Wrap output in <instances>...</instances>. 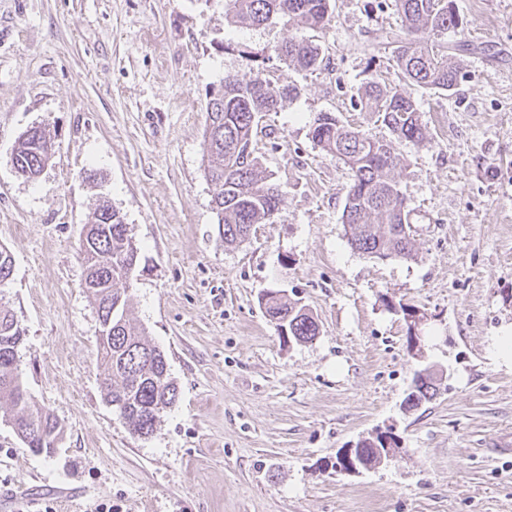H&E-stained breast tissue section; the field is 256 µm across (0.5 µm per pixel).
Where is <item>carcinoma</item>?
Returning a JSON list of instances; mask_svg holds the SVG:
<instances>
[{
	"instance_id": "carcinoma-1",
	"label": "carcinoma",
	"mask_w": 512,
	"mask_h": 512,
	"mask_svg": "<svg viewBox=\"0 0 512 512\" xmlns=\"http://www.w3.org/2000/svg\"><path fill=\"white\" fill-rule=\"evenodd\" d=\"M401 16V33L387 36L382 45H394L393 61L402 81L426 90L451 91L459 68L448 57L449 31L464 27L455 0H393ZM226 13L234 22L261 26L276 16L293 19L301 30L273 46L270 56L288 69L315 72L324 62L322 47L305 31L325 29L333 17L332 0H225ZM293 88L272 81L262 71L226 74L209 93L203 133V172L215 186L212 199L219 235L226 242L245 240L256 224H268L283 204L280 187L259 171L252 144L260 120L276 112ZM357 106L381 118L393 136L421 144L427 140L420 116V104L411 95L389 85L382 78L367 81L357 93ZM312 141L348 167L342 220L348 243L372 258L412 257L410 211L394 171L400 158L386 140L373 138L340 123L329 112L318 113L311 124ZM54 156L50 135L39 127L25 131L18 139L12 165L20 176L31 179L40 174ZM80 251L89 280L87 288L98 317L110 323L98 337V357L104 366L105 398L139 436L154 431L160 414L173 406L178 390L168 374L165 354L145 338L144 329L127 315V297L116 288L132 275L137 247L120 211L106 215L97 203ZM12 255L0 248V288L12 276ZM265 313L277 328L286 329L285 342H308L320 334L313 314L303 305L290 302L273 290L260 295ZM14 315L0 302V400L10 402L11 420L17 435L32 452L47 456L62 439V425L50 413L33 404L15 361L24 332L15 327ZM437 395L436 373L417 372L405 407L414 410ZM396 448L394 436L378 433L354 448L362 468L379 463L386 447Z\"/></svg>"
}]
</instances>
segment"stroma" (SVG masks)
Segmentation results:
<instances>
[{"label":"stroma","instance_id":"obj_1","mask_svg":"<svg viewBox=\"0 0 512 512\" xmlns=\"http://www.w3.org/2000/svg\"><path fill=\"white\" fill-rule=\"evenodd\" d=\"M452 91L400 82L384 0H334L317 33L329 65L285 71L294 92L256 144L284 194L280 214L225 244L202 173L207 95L295 33L288 18L231 21L224 0H0V291L24 330L17 371L64 429L32 453L0 407V512H512V0H455ZM382 76L421 103L425 143L394 139L358 111ZM321 112L390 140L414 256L352 250L342 213L349 171L315 146ZM50 131L55 155L18 177L19 136ZM102 180L89 184L86 170ZM138 247L128 315L165 354L179 396L154 432L133 434L102 392L99 321L79 245L98 197ZM305 305L320 334L286 343L259 297ZM418 310L421 350L397 303ZM447 372L418 409L416 370ZM379 431L398 453L356 474L340 449Z\"/></svg>","mask_w":512,"mask_h":512}]
</instances>
